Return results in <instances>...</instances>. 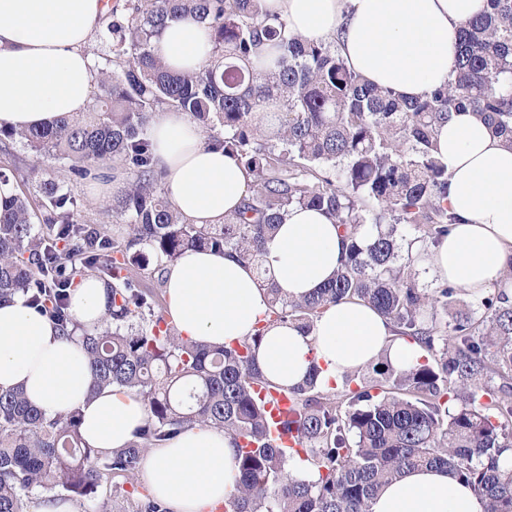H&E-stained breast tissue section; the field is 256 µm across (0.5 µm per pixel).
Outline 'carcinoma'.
<instances>
[{"label": "carcinoma", "instance_id": "1", "mask_svg": "<svg viewBox=\"0 0 512 512\" xmlns=\"http://www.w3.org/2000/svg\"><path fill=\"white\" fill-rule=\"evenodd\" d=\"M186 18L210 28L212 60L173 73L155 42ZM96 42L97 93L85 111L41 129L0 128V153L23 183L0 213V302L23 295L64 335L80 334L91 390L132 389L148 418L127 447L104 454L83 443L79 412L48 419L22 390L0 393V512H26L35 488L82 498L105 475L130 484L149 449L192 424L223 430L237 448L224 512H370L385 485L422 467L469 484L485 512H512V471L502 467L512 451V296L500 286L467 304L446 282L421 288L412 253L458 222L445 202L437 127L469 109L512 148V0H486L463 29L454 79L426 98L367 82L336 42L269 23L263 0H115ZM171 110L252 175L250 194L222 224H191L169 204L147 127ZM17 142L31 160L14 154ZM109 167L126 176L103 207L120 236L86 219L65 188ZM293 207L323 211L346 243L333 279L304 300L289 298L263 265ZM206 249L252 263L269 296V318L229 346L184 340L154 312L164 265ZM87 269L110 290L92 330L70 311ZM353 298L426 356L409 368L383 357L347 372L337 395L323 391L316 365L290 388L264 376L254 350L265 327L308 329L326 305ZM450 307L448 323L439 314ZM275 393L290 401L277 426L296 434L300 453L271 436ZM115 491L137 497V512H168L135 486Z\"/></svg>", "mask_w": 512, "mask_h": 512}]
</instances>
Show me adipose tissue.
I'll use <instances>...</instances> for the list:
<instances>
[{"label": "adipose tissue", "mask_w": 512, "mask_h": 512, "mask_svg": "<svg viewBox=\"0 0 512 512\" xmlns=\"http://www.w3.org/2000/svg\"><path fill=\"white\" fill-rule=\"evenodd\" d=\"M265 6L293 34L340 37L346 63L371 83L421 98L453 78L460 33L484 0H265ZM103 10L102 0H0V127L38 128L86 109L94 73L84 46ZM157 52L169 70H199L211 56L210 34L181 20L163 31ZM148 138L170 202L193 223H223L248 196L247 169L208 145L185 113H161ZM438 145L448 167V206L459 222L420 264L476 298L512 268V149L467 110L440 127ZM342 257L336 224L322 211L295 208L263 262L288 296L301 299L329 281ZM164 293L179 335L212 345L244 340L268 308L255 269L220 251L189 250L168 264ZM106 306L107 290L97 279L74 288L71 310L85 328L99 324ZM382 355L406 368L424 352L395 336L372 307L345 300L324 309L310 332L269 327L255 360L266 378L288 388L318 365L328 388ZM90 378L79 337H65L25 296L0 304V392L23 390L51 418L80 409L87 445L104 452L125 447L147 418L144 401L120 387L90 394ZM141 472L170 512H213L234 488L236 450L223 431L195 425L154 448ZM484 510L471 488L434 468L410 472L371 504V512Z\"/></svg>", "instance_id": "ef3b65f1"}]
</instances>
